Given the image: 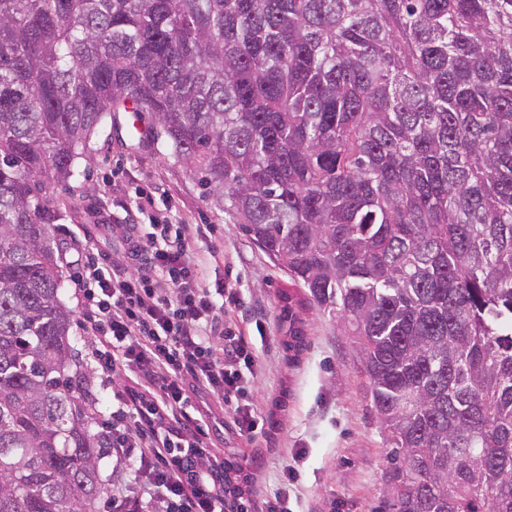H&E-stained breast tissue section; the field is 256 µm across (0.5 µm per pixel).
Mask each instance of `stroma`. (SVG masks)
<instances>
[{
  "label": "stroma",
  "instance_id": "1",
  "mask_svg": "<svg viewBox=\"0 0 512 512\" xmlns=\"http://www.w3.org/2000/svg\"><path fill=\"white\" fill-rule=\"evenodd\" d=\"M87 154L79 176L49 198L58 211L54 238L72 246L57 256L63 304L81 313L74 282L83 265L76 251L87 244L105 248L103 225H215L214 242L198 243L195 253L208 281L237 290L224 304V334L244 337L257 358L244 399L257 411L259 427L242 434L227 403L193 387L191 413L205 440L225 461L248 465L257 491L287 489L290 512H379L390 447L350 338L309 308L301 313L302 350L285 349L280 294L299 300L300 288L152 137L134 140L124 126L106 128L89 141ZM286 467L295 473L289 482Z\"/></svg>",
  "mask_w": 512,
  "mask_h": 512
}]
</instances>
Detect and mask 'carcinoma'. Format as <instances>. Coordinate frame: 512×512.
Listing matches in <instances>:
<instances>
[{"mask_svg": "<svg viewBox=\"0 0 512 512\" xmlns=\"http://www.w3.org/2000/svg\"><path fill=\"white\" fill-rule=\"evenodd\" d=\"M128 112L352 338L384 512H512V0H0V512L108 493L48 197Z\"/></svg>", "mask_w": 512, "mask_h": 512, "instance_id": "cac0c4a2", "label": "carcinoma"}]
</instances>
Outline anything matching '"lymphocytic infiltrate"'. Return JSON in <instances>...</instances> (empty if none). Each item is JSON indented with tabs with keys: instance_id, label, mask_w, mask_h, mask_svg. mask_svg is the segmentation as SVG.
<instances>
[{
	"instance_id": "1",
	"label": "lymphocytic infiltrate",
	"mask_w": 512,
	"mask_h": 512,
	"mask_svg": "<svg viewBox=\"0 0 512 512\" xmlns=\"http://www.w3.org/2000/svg\"><path fill=\"white\" fill-rule=\"evenodd\" d=\"M122 261L89 262L80 280L87 360L112 393L110 456L132 461L137 488L122 499L132 512H224V459L201 437L187 409L197 382L235 401L239 427L257 415L239 405L242 342L224 341L223 283L206 284L195 256L206 224H157L145 233L116 224Z\"/></svg>"
}]
</instances>
